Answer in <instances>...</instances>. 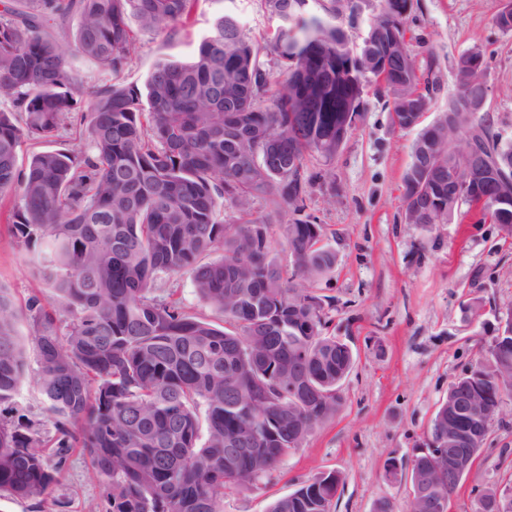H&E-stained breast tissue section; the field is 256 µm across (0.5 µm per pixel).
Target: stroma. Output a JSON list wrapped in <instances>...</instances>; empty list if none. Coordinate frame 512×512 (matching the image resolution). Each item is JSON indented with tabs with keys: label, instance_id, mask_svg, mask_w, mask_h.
Masks as SVG:
<instances>
[{
	"label": "stroma",
	"instance_id": "obj_1",
	"mask_svg": "<svg viewBox=\"0 0 512 512\" xmlns=\"http://www.w3.org/2000/svg\"><path fill=\"white\" fill-rule=\"evenodd\" d=\"M502 0H418L406 37L417 63L438 60L443 93L426 121L444 109L454 89L452 63L463 51H486L485 109L495 131L512 139V31L495 22ZM232 14L245 35L260 38L279 21L260 0H197L187 27L169 37L140 31L124 83L143 86L164 59L191 61L216 17ZM414 131L395 128L385 100L369 95L336 158L324 167L327 180L310 190L308 211L325 224L336 269L313 285L333 319L331 332L357 355L343 383L336 416L288 452L252 486L226 488L220 512H267L321 473L336 470L344 482L335 512H372L389 500L408 512V486L382 479L394 457L410 462L422 447L448 388L467 373L496 334L499 309L512 304V244L496 225L454 217L448 224H410L405 219L404 176ZM35 251L13 237L0 214V286L16 304L49 301L51 291L35 275ZM26 374L0 415L28 424L41 449L54 434L47 403L34 375L38 368L32 330L20 323ZM489 488L512 492V395L504 397L479 458L453 497L452 512H476ZM103 485L88 462L70 454L42 500L0 495V512H100Z\"/></svg>",
	"mask_w": 512,
	"mask_h": 512
}]
</instances>
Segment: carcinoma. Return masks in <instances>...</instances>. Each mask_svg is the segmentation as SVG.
Returning <instances> with one entry per match:
<instances>
[{
  "instance_id": "1",
  "label": "carcinoma",
  "mask_w": 512,
  "mask_h": 512,
  "mask_svg": "<svg viewBox=\"0 0 512 512\" xmlns=\"http://www.w3.org/2000/svg\"><path fill=\"white\" fill-rule=\"evenodd\" d=\"M195 0H7L0 9V202L22 246L40 247L37 261L57 303L31 317L39 365L36 384L55 430L52 463L22 424L0 420V492L37 499L77 452L107 487L104 512H220L228 484L268 474L343 406L342 382L356 362L330 332L331 319L310 283L332 271L336 251L325 225L305 213L315 161L336 157L369 91L390 111L417 115L419 129L404 178L406 219L446 224L483 192V222L512 239V205L497 204L488 182L464 188L451 175L475 167L438 140L465 132L486 157L512 171V141L492 131L473 67L485 69L474 46L454 61L456 92L423 124L439 81L422 79L406 40L414 0H381L360 48L331 23L351 0L322 5L262 0L279 26L261 41L246 38L237 19L218 17L189 63L162 61L144 88L121 82L141 28L172 36ZM293 9H288V4ZM79 23L77 54L112 74L94 90L66 69L57 30ZM277 56L281 88L271 86L261 54ZM305 93L296 112L289 87ZM87 112L89 149L34 150L25 168L19 151L60 136L73 115ZM263 200L265 216L251 203ZM238 211L224 223V204ZM291 213L283 236L295 268L271 256L268 225ZM224 254L206 257L217 248ZM187 274L225 327L187 312L159 294L164 278ZM21 310L0 286V402L25 375L19 344ZM512 371V335L485 350L472 374L448 388L427 437H448L472 422L448 410L475 397L481 411L512 394L498 375ZM340 473L329 471L280 497L268 512H332ZM410 490L451 495L423 454L413 456Z\"/></svg>"
}]
</instances>
